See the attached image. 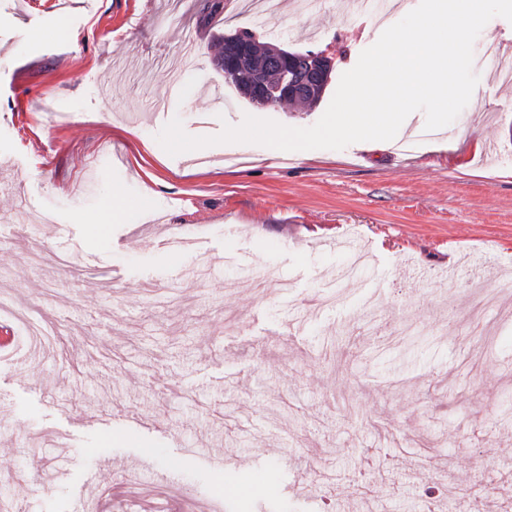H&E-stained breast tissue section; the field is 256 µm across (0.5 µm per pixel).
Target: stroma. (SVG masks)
<instances>
[{
    "label": "stroma",
    "mask_w": 512,
    "mask_h": 512,
    "mask_svg": "<svg viewBox=\"0 0 512 512\" xmlns=\"http://www.w3.org/2000/svg\"><path fill=\"white\" fill-rule=\"evenodd\" d=\"M203 3L0 0V291L50 334L0 356V512H77L89 479L98 512L512 503V85L489 56L512 23L476 39L437 148L172 156L176 116L313 125L377 40L343 0L268 19L224 0L209 24ZM240 29L330 53L320 101L241 99L212 63ZM169 233L232 257L181 278L196 256L159 250Z\"/></svg>",
    "instance_id": "1"
}]
</instances>
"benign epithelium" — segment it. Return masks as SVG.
<instances>
[{"label":"benign epithelium","mask_w":512,"mask_h":512,"mask_svg":"<svg viewBox=\"0 0 512 512\" xmlns=\"http://www.w3.org/2000/svg\"><path fill=\"white\" fill-rule=\"evenodd\" d=\"M225 42L235 49L234 57L224 65L225 77L234 79L235 70L245 67L254 57L257 43L247 32H236L225 38ZM277 65L253 77L249 84L256 86L258 94L274 93L285 99L304 94L312 96L323 90L332 72L331 58L323 51L310 52L305 56V73L296 75L281 65L291 61L292 56L286 50L273 52Z\"/></svg>","instance_id":"7a95c632"}]
</instances>
